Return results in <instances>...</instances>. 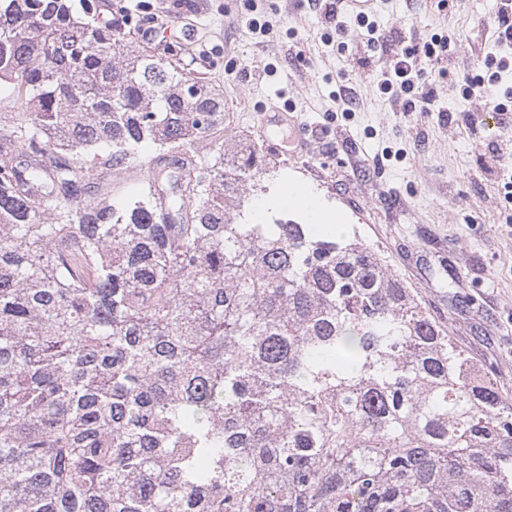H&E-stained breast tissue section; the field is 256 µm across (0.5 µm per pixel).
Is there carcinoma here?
Wrapping results in <instances>:
<instances>
[{
  "mask_svg": "<svg viewBox=\"0 0 512 512\" xmlns=\"http://www.w3.org/2000/svg\"><path fill=\"white\" fill-rule=\"evenodd\" d=\"M182 51L0 0V512H512V403L356 232L236 218Z\"/></svg>",
  "mask_w": 512,
  "mask_h": 512,
  "instance_id": "1",
  "label": "carcinoma"
}]
</instances>
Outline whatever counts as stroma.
Listing matches in <instances>:
<instances>
[{
	"label": "stroma",
	"instance_id": "stroma-1",
	"mask_svg": "<svg viewBox=\"0 0 512 512\" xmlns=\"http://www.w3.org/2000/svg\"><path fill=\"white\" fill-rule=\"evenodd\" d=\"M129 2L164 35L171 13L187 15L195 37L183 67L223 94L224 137L257 148L261 184L274 194L289 183L308 188L313 208L286 206L304 220L315 208L341 213L512 401V204L475 148L479 139L499 148L494 123L481 98L461 94L496 0H458L444 11L437 0H373L368 15L392 38L439 32L455 46L458 68L435 76L436 104L425 112L399 111L378 88L388 50L367 52L354 27L339 52L309 0ZM253 18L265 32L251 29ZM365 54L369 65L346 77L347 56ZM347 81L356 92L350 112L333 99ZM275 102L295 107L306 152L279 155L258 137V112Z\"/></svg>",
	"mask_w": 512,
	"mask_h": 512
}]
</instances>
